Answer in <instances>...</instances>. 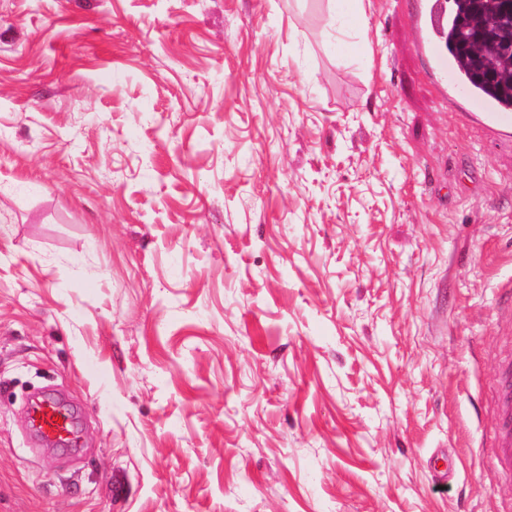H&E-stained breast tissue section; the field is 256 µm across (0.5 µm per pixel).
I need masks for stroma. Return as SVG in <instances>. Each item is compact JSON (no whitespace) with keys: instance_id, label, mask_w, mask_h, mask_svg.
<instances>
[{"instance_id":"35a3bbf8","label":"stroma","mask_w":512,"mask_h":512,"mask_svg":"<svg viewBox=\"0 0 512 512\" xmlns=\"http://www.w3.org/2000/svg\"><path fill=\"white\" fill-rule=\"evenodd\" d=\"M345 9L0 0V512H512V149ZM498 428L493 448L494 463L503 468L512 467V369L505 365L498 379ZM29 417L35 432L48 443L77 444L79 436L73 414L61 402L53 398L42 399L32 405ZM59 418H62V423H58Z\"/></svg>"}]
</instances>
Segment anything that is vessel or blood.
I'll use <instances>...</instances> for the list:
<instances>
[{
  "mask_svg": "<svg viewBox=\"0 0 512 512\" xmlns=\"http://www.w3.org/2000/svg\"><path fill=\"white\" fill-rule=\"evenodd\" d=\"M410 23L416 33L415 48L426 66V74L449 108L460 112L465 122L481 128L487 138L512 147V108L488 106L483 111L469 109L467 96L459 84L448 79V66L436 55L432 38L437 17L429 0H414ZM498 428L495 433L493 461L503 468L512 467V372L502 371L498 379ZM31 425L45 441L57 445H76L78 431L71 411L61 402L45 398L32 405Z\"/></svg>",
  "mask_w": 512,
  "mask_h": 512,
  "instance_id": "1",
  "label": "vessel or blood"
}]
</instances>
